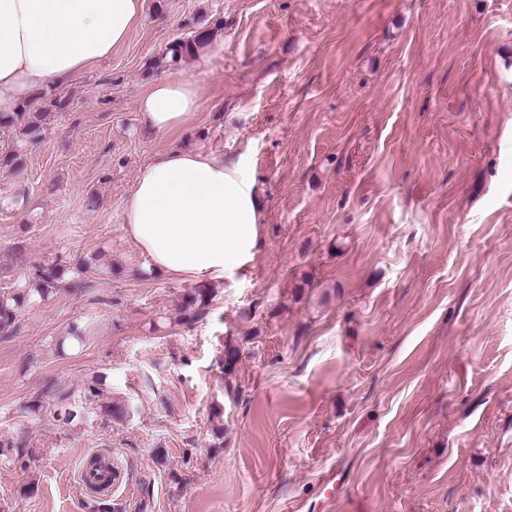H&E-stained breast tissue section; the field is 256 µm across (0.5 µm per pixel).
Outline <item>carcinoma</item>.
Instances as JSON below:
<instances>
[{"mask_svg":"<svg viewBox=\"0 0 512 512\" xmlns=\"http://www.w3.org/2000/svg\"><path fill=\"white\" fill-rule=\"evenodd\" d=\"M207 33L199 31L191 38L180 41L169 48L171 61L176 62L185 56L194 55L203 46ZM40 112H31L28 106L7 115L0 114V126L16 128L23 137V143L5 155L0 156V168L20 169L26 163L25 145L39 141L42 135V124L38 118ZM87 266L79 262L73 267L56 261L40 263L16 287L0 291V335L10 336L16 329L22 311L36 303L53 298L63 288L79 290L86 285ZM216 297L214 289L200 284L187 290L181 296L182 323L191 325L203 318L210 304Z\"/></svg>","mask_w":512,"mask_h":512,"instance_id":"obj_1","label":"carcinoma"}]
</instances>
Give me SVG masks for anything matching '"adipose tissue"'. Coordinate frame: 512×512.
Returning a JSON list of instances; mask_svg holds the SVG:
<instances>
[{
  "label": "adipose tissue",
  "mask_w": 512,
  "mask_h": 512,
  "mask_svg": "<svg viewBox=\"0 0 512 512\" xmlns=\"http://www.w3.org/2000/svg\"><path fill=\"white\" fill-rule=\"evenodd\" d=\"M143 0H0V113L31 102L97 67L139 24ZM201 107L188 79L149 83L137 101L144 123L184 129ZM253 187L223 158L169 149L144 164L124 199L127 238L148 269L209 283L242 262L258 241Z\"/></svg>",
  "instance_id": "adipose-tissue-1"
}]
</instances>
